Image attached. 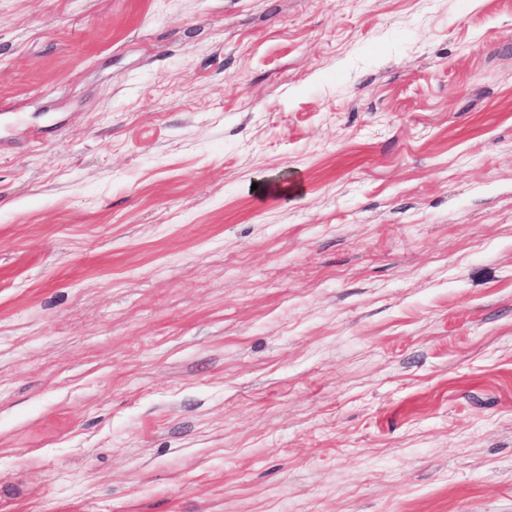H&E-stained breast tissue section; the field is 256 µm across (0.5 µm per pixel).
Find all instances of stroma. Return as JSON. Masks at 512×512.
Segmentation results:
<instances>
[{
    "label": "stroma",
    "instance_id": "stroma-1",
    "mask_svg": "<svg viewBox=\"0 0 512 512\" xmlns=\"http://www.w3.org/2000/svg\"><path fill=\"white\" fill-rule=\"evenodd\" d=\"M0 512H512V0H0Z\"/></svg>",
    "mask_w": 512,
    "mask_h": 512
}]
</instances>
